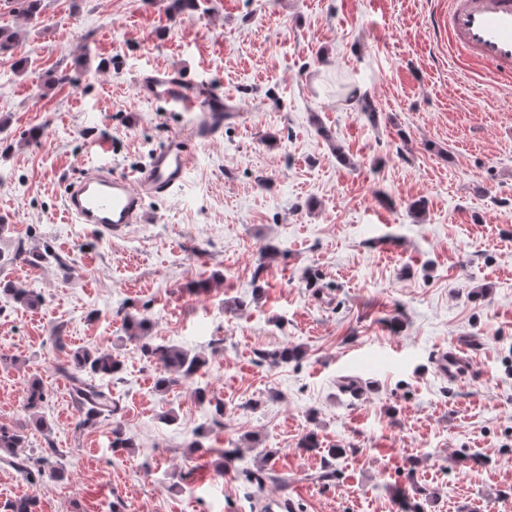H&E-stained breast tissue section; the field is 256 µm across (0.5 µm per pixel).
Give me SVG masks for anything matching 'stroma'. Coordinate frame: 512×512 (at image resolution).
<instances>
[{"label": "stroma", "mask_w": 512, "mask_h": 512, "mask_svg": "<svg viewBox=\"0 0 512 512\" xmlns=\"http://www.w3.org/2000/svg\"><path fill=\"white\" fill-rule=\"evenodd\" d=\"M170 4L42 0L31 17L0 0L16 35L0 54V286L41 300L0 289V424L67 473L31 483L0 461V512L22 497L36 512H261L296 490V512H400L398 488L420 512H512V83L457 60L440 0ZM152 68L212 81L236 119L195 144L182 190L147 200L148 223H71L65 175L137 169L187 125L141 98ZM129 316L206 366L156 390ZM470 338L475 375L449 385L433 361ZM286 346L300 358L261 361ZM78 349L123 363L104 380L118 412L87 426L57 370ZM35 378L44 431L23 407ZM117 424L135 443L120 455ZM310 432L345 450L330 484L300 445ZM226 448L240 454L219 474ZM260 466L277 478L259 490Z\"/></svg>", "instance_id": "stroma-1"}]
</instances>
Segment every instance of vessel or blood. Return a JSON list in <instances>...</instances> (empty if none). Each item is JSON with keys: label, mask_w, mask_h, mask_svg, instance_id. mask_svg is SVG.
Masks as SVG:
<instances>
[{"label": "vessel or blood", "mask_w": 512, "mask_h": 512, "mask_svg": "<svg viewBox=\"0 0 512 512\" xmlns=\"http://www.w3.org/2000/svg\"><path fill=\"white\" fill-rule=\"evenodd\" d=\"M444 24L462 60L477 61L499 77L512 78V0H448ZM138 87L142 96L187 113L191 123L154 149L148 164L139 169L123 173L98 164L70 182L64 208L71 221L110 235L142 222L147 199L182 189L193 166L192 143L222 134L225 121L234 117L209 82L169 69L147 72ZM435 367L452 384L474 373L472 355L453 342L437 356Z\"/></svg>", "instance_id": "b4317fda"}]
</instances>
